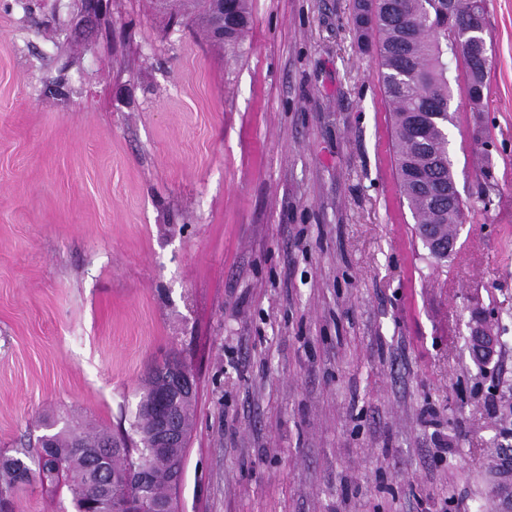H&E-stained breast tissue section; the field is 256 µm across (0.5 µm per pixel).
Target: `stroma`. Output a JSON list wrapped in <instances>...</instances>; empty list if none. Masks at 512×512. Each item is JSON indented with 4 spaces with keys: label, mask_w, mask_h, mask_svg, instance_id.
Segmentation results:
<instances>
[{
    "label": "stroma",
    "mask_w": 512,
    "mask_h": 512,
    "mask_svg": "<svg viewBox=\"0 0 512 512\" xmlns=\"http://www.w3.org/2000/svg\"><path fill=\"white\" fill-rule=\"evenodd\" d=\"M154 0H0V450L197 382L176 512H512V0L438 262L354 0H252L239 47ZM481 313L500 339L469 348ZM13 512H74L39 483Z\"/></svg>",
    "instance_id": "35a3bbf8"
}]
</instances>
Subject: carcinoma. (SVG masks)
Returning a JSON list of instances; mask_svg holds the SVG:
<instances>
[{"label": "carcinoma", "mask_w": 512, "mask_h": 512, "mask_svg": "<svg viewBox=\"0 0 512 512\" xmlns=\"http://www.w3.org/2000/svg\"><path fill=\"white\" fill-rule=\"evenodd\" d=\"M182 4L187 17L201 16L212 25V0H182ZM369 11L371 45L379 58L394 129L399 194L420 228L460 224L464 206L448 208V183L454 179L448 150L449 65L457 59L448 48V26L464 35L475 13L486 24V0H370ZM224 14L231 21L224 42L234 43L249 24L251 0H224ZM456 69L463 73L470 111H482L483 97L472 96V90L486 87L488 69L465 65ZM415 112L428 116L429 132L421 140L411 128ZM173 366L179 363L167 362L153 372L125 431L75 428L67 421L48 420L43 427L54 429V451L39 443L32 455L0 451V503L12 502L21 487L36 479L43 486L66 487L75 512H155L158 504L173 501L179 483L171 479L172 457L152 451V404L156 397H165L188 437L196 399L194 382L188 389L171 387ZM143 467L149 479L141 484L107 482L113 475L134 478Z\"/></svg>", "instance_id": "obj_1"}]
</instances>
